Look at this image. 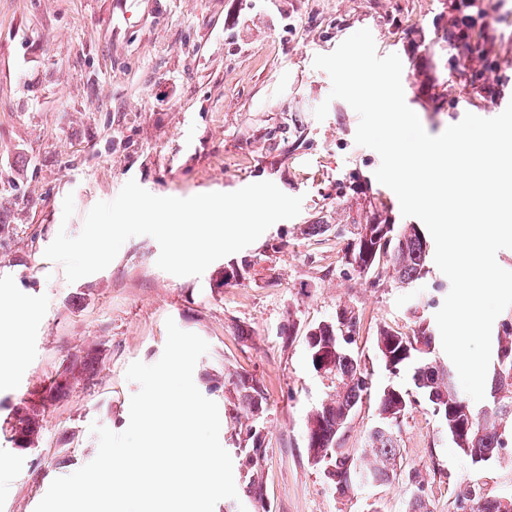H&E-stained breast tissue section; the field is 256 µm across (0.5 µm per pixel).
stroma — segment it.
Listing matches in <instances>:
<instances>
[{"label":"stroma","mask_w":512,"mask_h":512,"mask_svg":"<svg viewBox=\"0 0 512 512\" xmlns=\"http://www.w3.org/2000/svg\"><path fill=\"white\" fill-rule=\"evenodd\" d=\"M443 11L442 0H0V298L22 297L34 310L23 330L25 364L0 384V419L73 355L101 353L94 378L46 410L34 447L19 450L0 437V459L11 463L0 471V512H35L55 478L92 461L91 424L124 431L139 389L126 370L161 358L169 319L209 345L193 379L218 406L238 494L214 512H256L246 492L253 478L270 512H368L374 502L382 512H407L404 480L339 495L311 463L307 422L330 390L311 365L305 333L340 307L355 312L354 349L372 395L338 443L363 447L378 421L376 393L411 386L410 372L385 369L378 328L410 331L417 312L434 319L448 279L431 259L426 278L409 285L365 279L346 266L350 237L336 235L335 225L378 204L396 223L404 218L395 193L375 178L379 155L355 142L356 112L329 100L330 77L313 59L366 28L378 56L400 57L406 103L428 133L468 112L499 115L512 102V0H497L494 12L506 58L500 100L484 104L452 77L458 108L437 114L422 89L419 57ZM324 102L320 121L314 110ZM354 174L364 194L348 190ZM131 179L180 198L270 181L303 203L298 216L202 276L159 269L158 243L136 236L106 269L68 282L46 248L59 230L77 236L87 212ZM69 194L75 213L66 220ZM307 224L328 230L309 236ZM226 268L237 272L227 286ZM240 373L267 395L257 422L264 455L253 465L230 439L231 381ZM398 444L400 469L420 471L432 512H456L459 492L476 482L512 496V464H471L443 437L425 400L404 415Z\"/></svg>","instance_id":"stroma-1"}]
</instances>
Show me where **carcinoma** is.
<instances>
[{
    "label": "carcinoma",
    "instance_id": "obj_1",
    "mask_svg": "<svg viewBox=\"0 0 512 512\" xmlns=\"http://www.w3.org/2000/svg\"><path fill=\"white\" fill-rule=\"evenodd\" d=\"M454 10L462 13L451 19L444 41L448 49H434L435 38L425 48L424 72L428 81L443 85L448 73L456 72L466 82L495 96L502 69V58L495 41L489 40L493 20L488 0H452ZM351 242L344 259L351 271L361 277H382L388 273L402 284H410L426 275L428 240L418 224H397L387 209L350 221ZM355 313L342 307L336 317L314 326L309 358L320 355L324 374L335 390L333 397L311 416L307 427V447L324 453L337 467L345 487H370L396 478L400 458L397 432L401 418L412 404L410 394L390 386L378 400L381 425L370 431L365 447L351 450L336 444L337 435L348 423L353 410L369 390L361 363L348 350L356 334ZM376 350L392 374L413 367V383L438 418L442 433L472 463L487 461L512 447V322L502 323L497 336L496 361L490 382L489 403L475 408L456 385L449 365L435 356V334L431 322L418 317L411 333L382 326L376 336ZM100 362V351L91 349L76 355L64 367L65 387L50 380L34 397L11 410L8 441L16 448L35 445L45 410L64 400L79 377L91 378ZM239 404L254 416L265 411L267 397L260 383L247 374L232 380ZM414 487L409 512H431L419 475H408ZM457 512H512V497L492 495L473 484L458 496Z\"/></svg>",
    "mask_w": 512,
    "mask_h": 512
}]
</instances>
